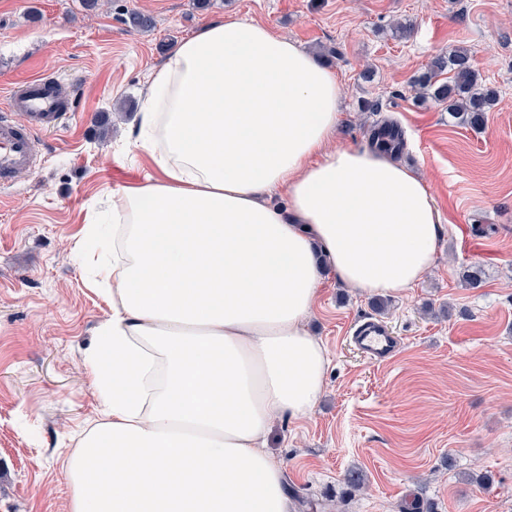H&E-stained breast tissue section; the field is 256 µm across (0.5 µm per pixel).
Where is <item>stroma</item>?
Segmentation results:
<instances>
[{
    "label": "stroma",
    "instance_id": "obj_1",
    "mask_svg": "<svg viewBox=\"0 0 512 512\" xmlns=\"http://www.w3.org/2000/svg\"><path fill=\"white\" fill-rule=\"evenodd\" d=\"M144 10L153 29L131 30ZM227 17L265 25L322 58L343 87L332 147L368 149L396 122L400 161L426 180L441 250L415 287L369 296L327 275L309 321L329 364L309 416L276 420L268 451L295 512H512V0H0V100L46 73L74 111L40 134L46 162L0 205V512H68L64 458L98 416L85 361L112 305L89 285L86 227L114 189L158 171L129 129L170 49ZM467 49L498 100L478 131L409 87L430 60ZM371 80H363V71ZM483 270L479 287L462 274ZM382 320L402 347L375 363L349 341ZM360 472L365 486L344 480Z\"/></svg>",
    "mask_w": 512,
    "mask_h": 512
}]
</instances>
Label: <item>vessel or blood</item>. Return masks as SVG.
<instances>
[{
	"instance_id": "vessel-or-blood-1",
	"label": "vessel or blood",
	"mask_w": 512,
	"mask_h": 512,
	"mask_svg": "<svg viewBox=\"0 0 512 512\" xmlns=\"http://www.w3.org/2000/svg\"><path fill=\"white\" fill-rule=\"evenodd\" d=\"M56 81L46 74L14 82L6 103L0 104V192L13 187L19 173L31 172L42 164L35 150L37 133L53 129L66 120L73 106L61 102L54 92ZM355 343L368 358L386 361L399 349L380 320L368 318L355 330Z\"/></svg>"
}]
</instances>
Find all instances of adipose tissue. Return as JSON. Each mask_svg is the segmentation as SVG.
Masks as SVG:
<instances>
[{"label":"adipose tissue","instance_id":"adipose-tissue-1","mask_svg":"<svg viewBox=\"0 0 512 512\" xmlns=\"http://www.w3.org/2000/svg\"><path fill=\"white\" fill-rule=\"evenodd\" d=\"M341 95L315 55L235 18L155 72L132 132L161 176L112 194V314L86 360L100 418L66 464L69 512H290L265 439L323 392L322 266L399 293L439 250L421 176L329 148Z\"/></svg>","mask_w":512,"mask_h":512}]
</instances>
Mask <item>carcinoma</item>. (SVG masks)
I'll return each mask as SVG.
<instances>
[{
	"instance_id": "obj_1",
	"label": "carcinoma",
	"mask_w": 512,
	"mask_h": 512,
	"mask_svg": "<svg viewBox=\"0 0 512 512\" xmlns=\"http://www.w3.org/2000/svg\"><path fill=\"white\" fill-rule=\"evenodd\" d=\"M128 26L135 31H146L154 26L151 14L134 10L128 13ZM448 75V80L440 79ZM414 86L422 90V97L448 107V112L464 125L476 130L484 115L496 104L495 91L484 87L473 68L471 56L464 48H454L432 59L426 71L415 78ZM371 145L387 153H397L404 147V138L398 125L384 122L371 133Z\"/></svg>"
}]
</instances>
